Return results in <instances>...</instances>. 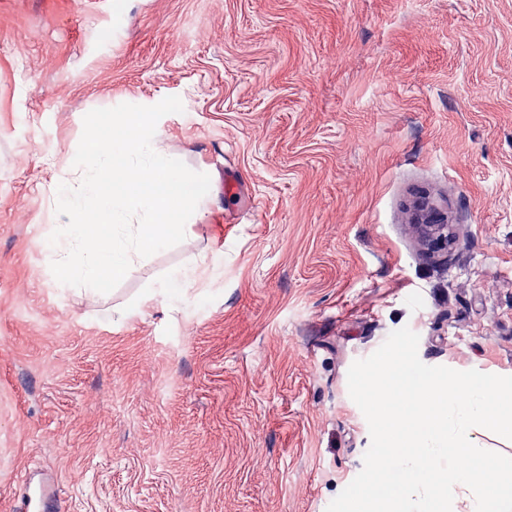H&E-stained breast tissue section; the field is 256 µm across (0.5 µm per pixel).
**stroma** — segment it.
Returning <instances> with one entry per match:
<instances>
[{
	"label": "stroma",
	"mask_w": 512,
	"mask_h": 512,
	"mask_svg": "<svg viewBox=\"0 0 512 512\" xmlns=\"http://www.w3.org/2000/svg\"><path fill=\"white\" fill-rule=\"evenodd\" d=\"M112 3L0 0V512H326L370 445L348 370L392 331L512 371V0ZM168 96L204 212L111 292L59 289L84 116ZM421 226L426 234L429 245L441 249L448 246V224L441 219L433 218L426 209H422Z\"/></svg>",
	"instance_id": "35a3bbf8"
}]
</instances>
